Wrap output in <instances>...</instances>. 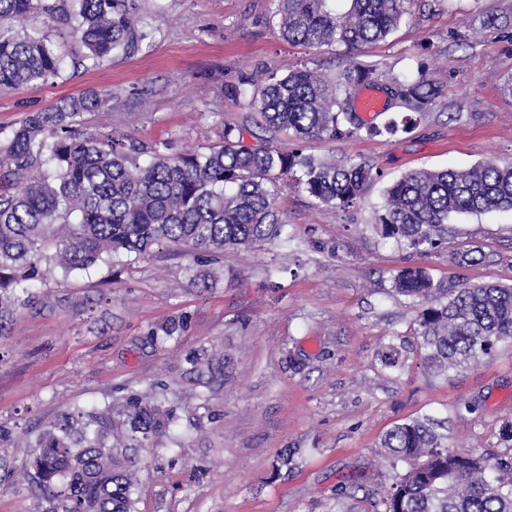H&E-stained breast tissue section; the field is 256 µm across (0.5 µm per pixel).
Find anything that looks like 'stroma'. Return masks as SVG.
Returning <instances> with one entry per match:
<instances>
[{"label": "stroma", "instance_id": "obj_1", "mask_svg": "<svg viewBox=\"0 0 512 512\" xmlns=\"http://www.w3.org/2000/svg\"><path fill=\"white\" fill-rule=\"evenodd\" d=\"M155 30L139 52L97 68L66 62L61 77L0 92V137L28 113L59 99L108 91L84 134L113 132L192 153L223 124L287 144L260 112L232 104L226 86L261 83L267 70L300 63L339 75L342 48L308 49L279 39L276 0H138ZM503 27L483 34L487 14ZM366 61L415 75L429 68L444 96L408 132L312 139L304 153L372 168L361 200L340 211L315 205L295 185L278 206L288 240L205 258L218 277L192 282L196 260L182 246L87 272L47 273L24 304L0 321V425L29 442L67 410H98L122 387L161 382L181 425L157 450L137 451L139 512H374L396 475L380 446L394 424L424 415L444 421L448 442L512 456L499 439L512 422V345L483 364L438 377L423 365L416 305L395 293L401 268H427L435 284L512 286V212L460 215L445 243L419 257L384 239L375 213L385 188L406 172L512 162V0H413L410 14ZM479 248L484 259L457 263ZM184 318L180 336L152 340ZM207 348L221 374L190 371L185 356ZM399 365L386 367L387 348ZM477 405L467 412L465 403ZM296 449L290 466L273 461ZM33 454L10 449L0 470V512H42L21 472Z\"/></svg>", "mask_w": 512, "mask_h": 512}]
</instances>
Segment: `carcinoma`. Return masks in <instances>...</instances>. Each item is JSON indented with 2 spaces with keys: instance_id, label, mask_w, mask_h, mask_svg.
<instances>
[{
  "instance_id": "1",
  "label": "carcinoma",
  "mask_w": 512,
  "mask_h": 512,
  "mask_svg": "<svg viewBox=\"0 0 512 512\" xmlns=\"http://www.w3.org/2000/svg\"><path fill=\"white\" fill-rule=\"evenodd\" d=\"M279 0L283 39L307 48L342 46L349 67L334 81L307 67L273 71L253 92L224 91L235 103L250 99L274 132L299 141L334 139L345 132L373 133L353 101L374 86L387 106L423 114L442 86L419 68L410 79L380 62H363L364 50L386 40L410 0ZM59 19L96 68L115 54L132 55L153 38L138 15L137 0H0V90L60 77L67 52L33 25ZM112 95L95 91L60 99L29 113L0 139V167L16 179L0 193V318L45 272H86L121 254L145 255L154 247L189 245L197 256L242 248L285 233L278 188L290 177L312 201L346 210L371 179L368 164L322 159L273 142L250 145L248 130L224 125L220 142L180 154L172 141L143 145L110 133L82 136L85 116ZM44 162L50 171L40 170ZM512 210V164L495 160L466 169L420 170L393 182L378 215L382 235L427 256L439 247L450 218ZM393 290L418 302L423 360L434 374L478 366L512 342V287L434 283L424 267H404ZM191 370L212 367L208 350L190 352ZM179 422L177 407L155 389L128 388L100 412L75 409L44 429L32 447L34 480L43 512H137L129 451L156 448ZM12 431L0 426V467ZM380 447L395 465L407 466L381 499L383 512H512V460H491L448 446L428 418L394 425Z\"/></svg>"
}]
</instances>
